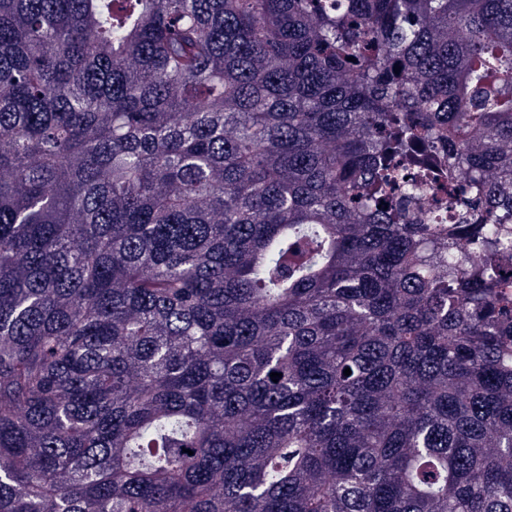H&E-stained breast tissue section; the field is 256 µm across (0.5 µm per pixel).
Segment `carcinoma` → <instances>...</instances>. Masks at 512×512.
I'll return each instance as SVG.
<instances>
[{"instance_id":"cac0c4a2","label":"carcinoma","mask_w":512,"mask_h":512,"mask_svg":"<svg viewBox=\"0 0 512 512\" xmlns=\"http://www.w3.org/2000/svg\"><path fill=\"white\" fill-rule=\"evenodd\" d=\"M511 266L512 0H0V512H512Z\"/></svg>"}]
</instances>
